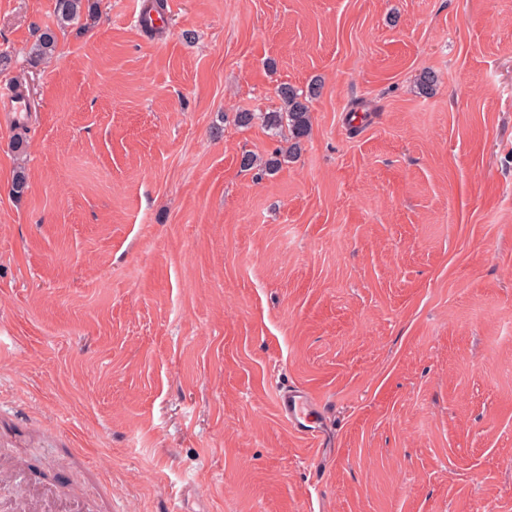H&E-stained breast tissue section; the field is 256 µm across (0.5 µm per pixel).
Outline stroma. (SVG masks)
<instances>
[{"label":"stroma","mask_w":512,"mask_h":512,"mask_svg":"<svg viewBox=\"0 0 512 512\" xmlns=\"http://www.w3.org/2000/svg\"><path fill=\"white\" fill-rule=\"evenodd\" d=\"M162 2L149 33L145 0H97L35 64L55 0H0V95L33 105L0 111L14 490L512 512V0ZM284 85L310 133L260 177L240 158L287 147L260 119ZM284 385L316 395L313 437ZM56 49V34L51 28H46L38 34L36 41L29 50L30 57L35 62L51 58ZM278 414L297 434L305 437L313 435L311 415L315 411V399L305 389L283 386L278 390L276 400Z\"/></svg>","instance_id":"1"}]
</instances>
